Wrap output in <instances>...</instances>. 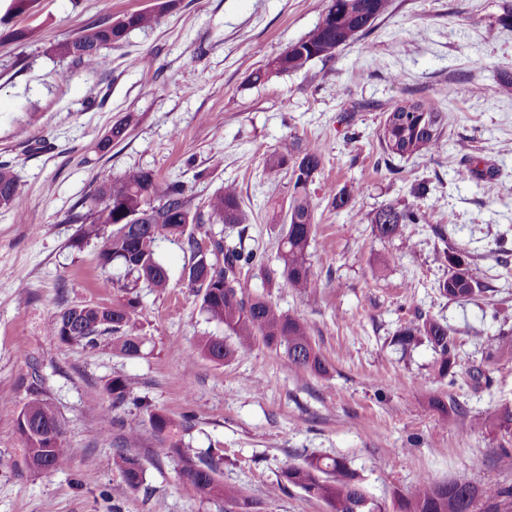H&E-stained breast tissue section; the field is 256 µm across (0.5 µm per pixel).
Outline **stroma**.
<instances>
[{"instance_id": "1", "label": "stroma", "mask_w": 512, "mask_h": 512, "mask_svg": "<svg viewBox=\"0 0 512 512\" xmlns=\"http://www.w3.org/2000/svg\"><path fill=\"white\" fill-rule=\"evenodd\" d=\"M153 4L112 0L106 10L100 0H34L17 16L0 0V161L20 184L14 207L0 208V457L10 462L0 468V512H238L197 494L142 410L113 407L106 386L117 376L133 398L186 419L178 436L192 451L223 449L221 479L242 488L257 512H327L294 488L267 496L285 465L314 455L346 458L366 493L389 507L425 475L477 487L491 477L512 488V431L464 437L429 405L448 393L473 415L512 405V353L501 348L512 339V91L501 87L503 71L512 72V26L503 21L512 0H391L333 61L258 83L252 72L306 36L329 0H180L156 25L106 49L95 71L52 51L92 20ZM19 30L27 39H15ZM142 54L151 68L131 66ZM407 98L443 110L442 146L390 161L379 130ZM126 117L125 140L96 152ZM286 140L322 154L308 250L317 287L308 295L271 288L263 271L247 268L242 278L306 323L327 374L289 370L261 346L229 363L201 356L200 337L225 330L201 311L184 276L190 253L177 242L159 245L168 290L140 291L139 356L122 355L106 337L89 348L49 333L61 305L108 304L117 293L116 270L98 261L100 241L72 245L70 216L104 169L148 168L182 181L198 206L236 185L249 215L244 231H188L205 244L244 243L278 269L281 227L268 212L287 205L290 185L268 179L264 161ZM420 181L430 187L429 223L380 238L375 213L414 204ZM346 186L358 189L350 214L330 198ZM450 246L467 252L486 288L464 306L437 289ZM418 311L453 329L464 368L456 383L435 375L428 345H391ZM478 365L490 384L467 379ZM34 381L62 423L69 464L58 471H31L16 431ZM133 428L146 469L136 489L106 466Z\"/></svg>"}]
</instances>
